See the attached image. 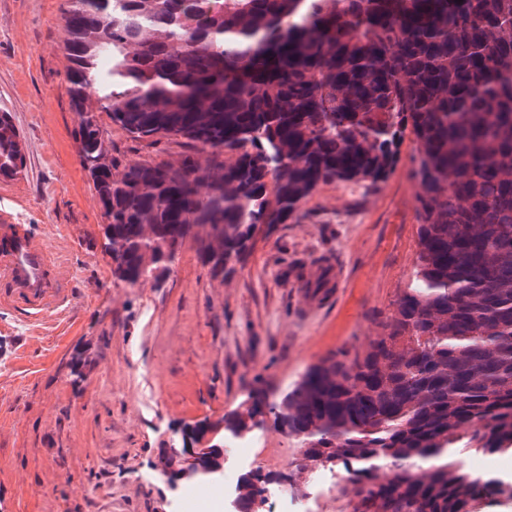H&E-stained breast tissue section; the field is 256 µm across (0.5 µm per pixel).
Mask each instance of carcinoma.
Segmentation results:
<instances>
[{"label":"carcinoma","mask_w":512,"mask_h":512,"mask_svg":"<svg viewBox=\"0 0 512 512\" xmlns=\"http://www.w3.org/2000/svg\"><path fill=\"white\" fill-rule=\"evenodd\" d=\"M66 94L112 275L158 282L186 237L213 275L321 185L375 190L414 145V278L365 350L254 388L224 432L301 445L242 473L248 510L280 479L342 468L351 512H486L512 479V0H66ZM111 125L98 128L101 114ZM158 162L113 154L112 126ZM25 164L0 118V175ZM467 466L479 472H492L503 477H511L512 455L496 454L492 456L472 454L465 460Z\"/></svg>","instance_id":"cac0c4a2"}]
</instances>
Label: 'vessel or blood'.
<instances>
[{
  "label": "vessel or blood",
  "mask_w": 512,
  "mask_h": 512,
  "mask_svg": "<svg viewBox=\"0 0 512 512\" xmlns=\"http://www.w3.org/2000/svg\"><path fill=\"white\" fill-rule=\"evenodd\" d=\"M56 262L51 252L33 245L23 225L8 212L0 213V275L11 292L27 299L35 313L61 304L64 296L56 286Z\"/></svg>",
  "instance_id": "vessel-or-blood-1"
}]
</instances>
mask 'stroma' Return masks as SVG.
<instances>
[{
  "mask_svg": "<svg viewBox=\"0 0 512 512\" xmlns=\"http://www.w3.org/2000/svg\"><path fill=\"white\" fill-rule=\"evenodd\" d=\"M64 4L0 0V115L25 154L0 177V211L57 256L67 294L36 321L0 304V512H179L214 484L157 480L177 431L221 423L250 389L284 390L381 335L419 251L412 146L377 190L320 186L234 271L212 275L188 244L161 286L129 287L78 158ZM284 497L288 512H350L327 470Z\"/></svg>",
  "mask_w": 512,
  "mask_h": 512,
  "instance_id": "1",
  "label": "stroma"
}]
</instances>
